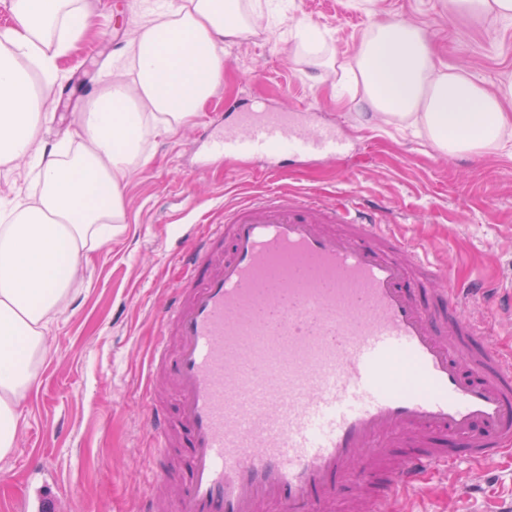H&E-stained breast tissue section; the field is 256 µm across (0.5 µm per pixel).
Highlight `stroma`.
I'll list each match as a JSON object with an SVG mask.
<instances>
[{"mask_svg":"<svg viewBox=\"0 0 512 512\" xmlns=\"http://www.w3.org/2000/svg\"><path fill=\"white\" fill-rule=\"evenodd\" d=\"M142 0H82L83 35L56 61L59 72L38 137L59 140L87 111L104 75L136 72L124 52L135 37ZM253 31L224 49V81L198 115L176 132L143 129L144 162L127 178L126 228L94 253L70 305L49 331V355L25 410L18 446L0 460V512L41 486L58 512H140L142 499L174 500L173 484L154 483L165 463L179 476L182 451L160 452L145 429L144 390L158 335L157 310L184 275L177 258L225 207L270 193L310 196L333 207L345 198L381 206L393 230L446 264L452 281L478 278L512 289V158L492 151L439 155L426 135L394 122L369 126L360 93L343 69L376 22L420 27L440 69L479 79L489 90L512 83V21L448 11V0H243ZM327 35L335 69L299 59L296 32ZM318 113L335 124L340 158L256 157L209 153L199 133L235 126L224 111ZM408 512H506L512 505V455L488 465L460 463L454 475H428L396 494Z\"/></svg>","mask_w":512,"mask_h":512,"instance_id":"stroma-1","label":"stroma"}]
</instances>
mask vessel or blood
Instances as JSON below:
<instances>
[{
    "mask_svg": "<svg viewBox=\"0 0 512 512\" xmlns=\"http://www.w3.org/2000/svg\"><path fill=\"white\" fill-rule=\"evenodd\" d=\"M209 149L333 158L341 143L311 113L251 112ZM183 265L150 363L176 409L152 398L147 418L184 450L176 512H389L392 490L512 450V357L469 315L512 296L450 282L381 213L256 198Z\"/></svg>",
    "mask_w": 512,
    "mask_h": 512,
    "instance_id": "1",
    "label": "vessel or blood"
}]
</instances>
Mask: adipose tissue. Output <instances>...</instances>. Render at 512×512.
<instances>
[{"label":"adipose tissue","mask_w":512,"mask_h":512,"mask_svg":"<svg viewBox=\"0 0 512 512\" xmlns=\"http://www.w3.org/2000/svg\"><path fill=\"white\" fill-rule=\"evenodd\" d=\"M0 31V164L27 161L38 198L0 203V460L13 454L24 411L49 355L46 333L80 284L83 260L125 228V180L140 162L145 124L167 131L199 112L224 78V48L244 38L241 0H152L136 23L134 84L111 81L75 130L37 142L55 60L85 30L79 0H12ZM372 121L423 130L436 152L476 157L505 149L512 84L488 91L436 67L422 30L380 22L347 70Z\"/></svg>","instance_id":"obj_1"}]
</instances>
